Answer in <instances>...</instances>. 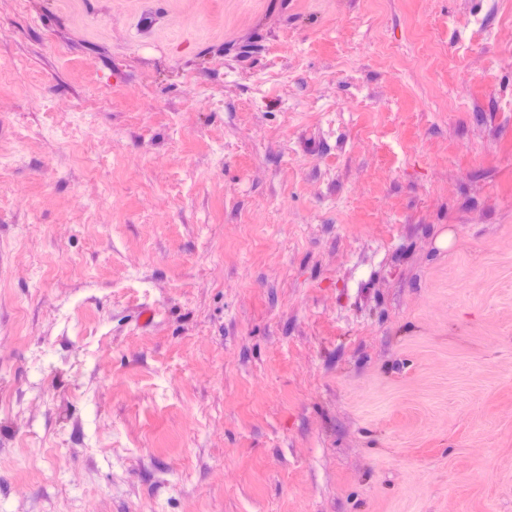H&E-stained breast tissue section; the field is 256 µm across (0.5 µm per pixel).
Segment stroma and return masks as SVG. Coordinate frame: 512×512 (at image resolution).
Returning <instances> with one entry per match:
<instances>
[{
  "instance_id": "1",
  "label": "stroma",
  "mask_w": 512,
  "mask_h": 512,
  "mask_svg": "<svg viewBox=\"0 0 512 512\" xmlns=\"http://www.w3.org/2000/svg\"><path fill=\"white\" fill-rule=\"evenodd\" d=\"M2 392L0 512H512V0H0Z\"/></svg>"
}]
</instances>
